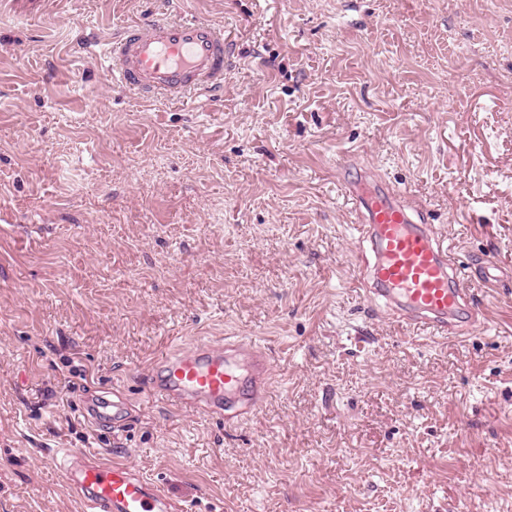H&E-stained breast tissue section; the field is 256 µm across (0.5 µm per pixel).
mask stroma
<instances>
[{"mask_svg":"<svg viewBox=\"0 0 512 512\" xmlns=\"http://www.w3.org/2000/svg\"><path fill=\"white\" fill-rule=\"evenodd\" d=\"M160 0H0V512H84L52 457L133 466L183 512H512V288L442 340L360 293L337 170L408 192L512 269V0H179L224 26V91L115 86ZM269 353L229 425L146 390L198 338ZM125 395L122 430L82 414Z\"/></svg>","mask_w":512,"mask_h":512,"instance_id":"obj_1","label":"stroma"}]
</instances>
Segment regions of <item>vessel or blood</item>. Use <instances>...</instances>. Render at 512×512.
Wrapping results in <instances>:
<instances>
[{
	"mask_svg": "<svg viewBox=\"0 0 512 512\" xmlns=\"http://www.w3.org/2000/svg\"><path fill=\"white\" fill-rule=\"evenodd\" d=\"M114 84L144 99L180 101L193 92L224 89V27L182 18L146 15L125 23L100 48ZM357 215L356 280L387 317L437 337H465L483 323L482 301L465 288L459 260L433 230L427 212L407 193L369 186L367 176L343 183ZM150 393L178 409L236 423L264 401L273 379L266 350L236 337L196 342L155 359ZM129 406L120 393L88 400L82 412L92 424L119 430ZM66 485L88 512H182L157 485L125 463L66 450Z\"/></svg>",
	"mask_w": 512,
	"mask_h": 512,
	"instance_id": "1",
	"label": "vessel or blood"
}]
</instances>
